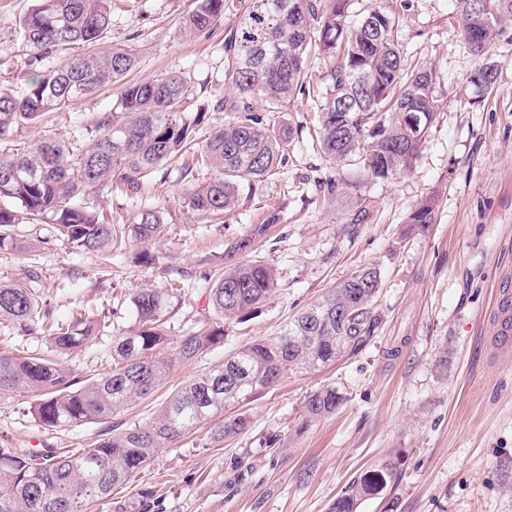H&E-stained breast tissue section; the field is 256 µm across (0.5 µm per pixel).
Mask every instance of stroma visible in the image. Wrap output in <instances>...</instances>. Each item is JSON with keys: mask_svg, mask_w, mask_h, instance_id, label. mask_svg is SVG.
Instances as JSON below:
<instances>
[{"mask_svg": "<svg viewBox=\"0 0 512 512\" xmlns=\"http://www.w3.org/2000/svg\"><path fill=\"white\" fill-rule=\"evenodd\" d=\"M399 24L402 64H427L441 77V105L415 167L362 185L370 210L355 237L341 230L343 208L324 198L325 176L351 183L357 162L330 163L316 148L313 102L326 84L327 62L308 71V94L288 107L296 134L286 161L243 186L222 219L195 210L181 163L144 181L138 194L90 197L113 223L132 224L140 207L159 211L163 228L149 243L127 240L86 253L59 239L52 224L23 223L0 249V282L38 288L52 320L72 314L129 325L131 299L145 288L180 286L170 299L174 335L211 325L209 289L223 272L232 243L269 215L278 222L256 243L276 271L278 286L253 318L224 322L223 344L177 364L149 396L107 422L48 427L35 415L34 393L0 395V448L67 453L113 429L151 420L182 385L223 361L225 354L278 336L299 311L364 266L381 271L375 306L382 329L361 353L318 371H287L268 392L244 404L249 428L224 440L200 428L163 448L129 483L84 512H331L336 498L370 467L393 462V486L362 499L356 512H512V353L491 347L500 296H512V44L494 40L499 63L492 92L471 104L466 78L474 62L458 33L453 0H389ZM35 0H0V88L26 92L32 79L65 55L114 45L133 49L132 80L185 72L195 85L191 109L211 108L230 95L222 44L240 0H224V23L187 33L195 0H109L112 26L93 43L67 53L31 50L14 30ZM117 86H105L34 126L16 127L6 141L42 135L69 140L111 109ZM435 200L434 222L409 230L406 217L420 199ZM149 250L153 264L135 259ZM333 386L344 401L336 413L302 425L313 391Z\"/></svg>", "mask_w": 512, "mask_h": 512, "instance_id": "stroma-1", "label": "stroma"}]
</instances>
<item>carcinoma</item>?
Listing matches in <instances>:
<instances>
[{"label": "carcinoma", "mask_w": 512, "mask_h": 512, "mask_svg": "<svg viewBox=\"0 0 512 512\" xmlns=\"http://www.w3.org/2000/svg\"><path fill=\"white\" fill-rule=\"evenodd\" d=\"M455 7L475 59L467 83L482 97L499 72L498 62L488 56L490 44L500 37L512 43V0H455ZM223 22L224 0H196L185 29L205 32ZM111 24L107 0H38L17 27L26 45L49 51L93 40ZM396 28V14L385 0H244L224 38L225 79L232 93L213 107L228 113L229 121L209 128L202 140L196 130L206 123L207 111H187L195 89L186 74L126 81L136 65L126 48L111 47L48 67L21 98L0 88L3 136L14 125L36 123L102 86L121 83L112 108L100 113L87 133L70 141L47 137L0 149V248L13 244L11 227L42 219L83 252L123 241L128 233L142 242L155 240L162 231L156 211L141 210L131 226L114 224L104 211L88 205L87 197L104 191L135 194L147 177L184 155L191 161L183 164L182 175L217 172L190 189L192 207L224 214L235 206L242 181L262 178L283 162L294 130L271 117L306 93L314 55L332 60L315 129L322 154L337 164L358 157L363 184L411 170L440 108L438 72L431 65L404 69ZM313 29L320 32L316 39ZM256 102L263 109H256ZM318 187L338 203L345 198L343 184L330 177ZM369 218L365 199L358 196L346 204L342 228L355 235ZM406 223L421 231L434 223L432 198L418 202ZM267 229L254 225L231 252L248 250ZM380 286L377 267L352 272L279 336L238 349L180 388L146 425H129L69 455L0 448V512H82L84 503L108 497L156 449L182 436L205 426L216 441L244 432L247 416L232 409L272 388L286 370L317 371L371 344L383 322L375 306ZM275 288L276 271L264 260L225 266L209 292L219 321L205 332L176 337L170 354L167 291L146 289L135 295L132 324L115 328L112 335L110 324L81 313L67 323H49L35 289L0 283V319L42 326L50 340L44 355L0 354V394L38 393L35 412L45 426L105 421L160 386L174 364L224 343V319L249 317ZM92 342L106 347L112 370L82 380L66 358ZM342 402L334 387L314 391L304 402L302 423L334 414ZM396 473L394 464L370 468L336 499L331 512H356L360 498L383 491Z\"/></svg>", "instance_id": "obj_1"}]
</instances>
